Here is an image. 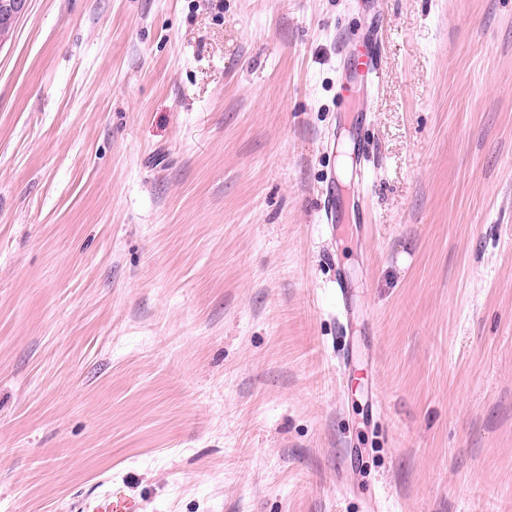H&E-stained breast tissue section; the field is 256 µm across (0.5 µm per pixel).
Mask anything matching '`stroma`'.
Wrapping results in <instances>:
<instances>
[{"mask_svg": "<svg viewBox=\"0 0 512 512\" xmlns=\"http://www.w3.org/2000/svg\"><path fill=\"white\" fill-rule=\"evenodd\" d=\"M375 11L356 104L336 37ZM341 121L362 232L319 219ZM116 479L145 512H512V0H29L0 44V512Z\"/></svg>", "mask_w": 512, "mask_h": 512, "instance_id": "stroma-1", "label": "stroma"}]
</instances>
